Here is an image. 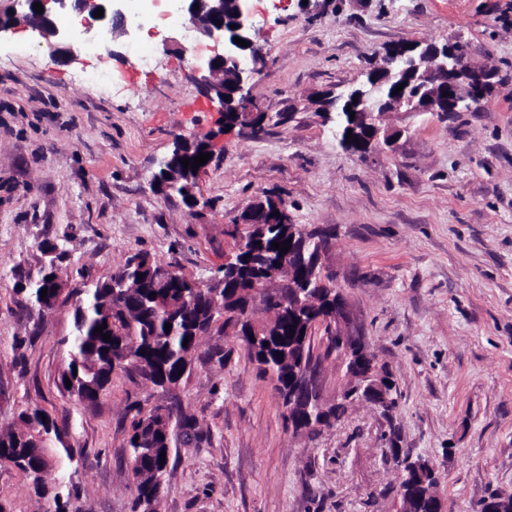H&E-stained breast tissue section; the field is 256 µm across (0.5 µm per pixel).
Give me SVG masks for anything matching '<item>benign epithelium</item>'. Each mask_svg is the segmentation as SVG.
<instances>
[{
    "instance_id": "obj_1",
    "label": "benign epithelium",
    "mask_w": 512,
    "mask_h": 512,
    "mask_svg": "<svg viewBox=\"0 0 512 512\" xmlns=\"http://www.w3.org/2000/svg\"><path fill=\"white\" fill-rule=\"evenodd\" d=\"M43 5V13L34 11L33 4ZM57 5L64 11L82 14L103 9L106 27L101 34L108 37L120 29L129 33L132 27L127 23L122 0H0V36L10 32L18 24H23L37 32L45 40L46 48L52 58L65 62L74 57L69 45V32L56 25L53 11L46 8L47 3ZM177 9L186 16L188 29L196 38L213 43V53L207 57H196L192 70L199 94L218 114V122L225 127L231 124L228 113L238 116L237 122H249L256 116L251 96V81L257 70L260 49L253 40L254 20L251 8L252 0H174ZM199 8H194V5ZM248 42L242 47L234 38ZM420 49L418 56L411 55L412 49ZM414 48L400 44L386 50L373 69L381 75L389 76L393 65L401 59L412 63L420 83L419 100L404 93L391 96L387 101V112H434L440 115L450 112H469L488 100L497 85L498 72L488 64L477 65L472 60L464 44L458 40L444 43L415 41ZM354 120L349 128L352 138L345 147L355 153H366L385 144L391 145L396 133L382 125L383 113L377 111L372 98L363 95L352 107ZM358 142H353V139ZM201 153H212L211 140L177 136L172 143L171 153L160 163L161 172L155 174L154 182L158 189L168 192L175 181H185L182 197L191 198L189 207L197 204L194 188L198 176L207 165L183 168L180 159L187 160ZM278 215H273V212ZM245 217L240 224L252 223L256 214L269 216V223L281 221L288 225V235L296 239L306 236L299 224L291 223L286 203L274 199L272 208H267L266 199L257 198L244 209ZM299 259L288 255V278L280 281V286L292 296L298 293L295 271ZM155 281L162 288H172L182 281V275L170 266H165L156 274ZM53 284L57 294L52 307L57 308L69 300L67 279L57 269L53 270ZM330 325L332 339L336 341L342 353L356 352L358 362L354 369L359 371L360 388L371 404L385 409L389 403L391 383L385 371L379 366L376 357L367 349L363 337L352 331L349 325L347 307L343 298H338L336 307L321 316ZM320 409L326 405L321 400L315 378L305 364L296 367L288 379V389L284 392L283 405L288 421L303 420L309 412L311 403ZM399 470L406 473L407 479L418 483L422 478L420 462L409 457H398Z\"/></svg>"
}]
</instances>
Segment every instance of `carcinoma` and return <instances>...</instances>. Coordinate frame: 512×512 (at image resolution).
Returning <instances> with one entry per match:
<instances>
[{
	"label": "carcinoma",
	"mask_w": 512,
	"mask_h": 512,
	"mask_svg": "<svg viewBox=\"0 0 512 512\" xmlns=\"http://www.w3.org/2000/svg\"><path fill=\"white\" fill-rule=\"evenodd\" d=\"M288 240V227L284 224L254 225V231L247 237H238L235 246L239 250L235 271L222 273L224 286L221 292L234 294L242 292L257 278H268L274 269V263L281 259L280 250L272 243H284ZM309 258L319 257V252L327 248V241L313 233L308 234L305 244ZM159 262L147 252H138L130 256L123 266L112 272L105 280L84 292H70L76 297L74 304V332L69 339V361L61 373L60 380H69L71 395L83 394L97 399L111 383L113 364L123 357L127 350L145 360L155 372L151 382L161 386L164 382L176 384L187 367L192 365L200 345V338L211 327L209 307L211 293H196L199 314L190 316L184 312V289L157 288L154 286L153 271ZM127 283L124 296L116 301L112 299L111 284ZM156 297H150V294ZM310 296L318 299L319 304L307 307L305 320L295 317L288 309V298L276 293L268 296L260 309L271 329L266 325L258 326L262 335L254 338L242 334L239 340L254 359L263 373L268 369L263 364L273 360L278 365L274 379V389L280 393L288 387V369L293 362L288 360V345L306 343L312 349L314 335L306 332V323L325 312L328 302L324 289L314 288ZM107 324L103 332L93 334L97 326ZM171 324L165 331V324ZM297 328L298 335L291 336L289 331ZM270 331L265 336L263 332ZM111 335L106 342L103 335ZM188 344H183V341ZM283 357H278V354ZM178 421L183 429L192 430L195 419L170 406H156L139 419L132 422V434L128 444L130 457L136 477V501L146 499L153 507H158L164 492L162 470L166 466L160 463L163 447L153 444L156 434L162 432L164 417ZM67 427L61 426L46 410L35 407L20 412L17 422L7 429H0V455L9 454L21 459L17 470L36 489L48 492L46 476L49 471L43 466L41 456H48L54 467L61 468L64 462L72 460L75 449L64 440Z\"/></svg>",
	"instance_id": "1"
}]
</instances>
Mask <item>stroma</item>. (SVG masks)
Returning a JSON list of instances; mask_svg holds the SVG:
<instances>
[{"instance_id": "1", "label": "stroma", "mask_w": 512, "mask_h": 512, "mask_svg": "<svg viewBox=\"0 0 512 512\" xmlns=\"http://www.w3.org/2000/svg\"><path fill=\"white\" fill-rule=\"evenodd\" d=\"M252 7L261 133L217 129L191 74L205 45L186 40L184 15L93 53L80 20L56 14L77 48L67 65L36 32L0 38V428L35 406L66 425L78 449L64 467L66 512H133L130 424L173 402L198 425L173 440L159 512H397L396 448L433 467L450 512H477L492 492H512V0ZM448 39L499 68L488 101L449 117L388 113L393 146L345 151L316 96L358 82L390 47ZM146 53L156 69L141 66ZM97 70L111 81L86 82ZM177 134L212 139L193 208L153 185ZM264 195L327 236L323 270L396 386L393 411L357 402L331 425L294 430L270 376L217 329L176 388L131 367L92 402L61 387L73 308L41 315L25 292L48 263L72 290L141 251L205 281L234 247L235 220ZM326 348L315 336L332 404L344 381ZM0 499L11 512L48 505L11 467H0Z\"/></svg>"}]
</instances>
